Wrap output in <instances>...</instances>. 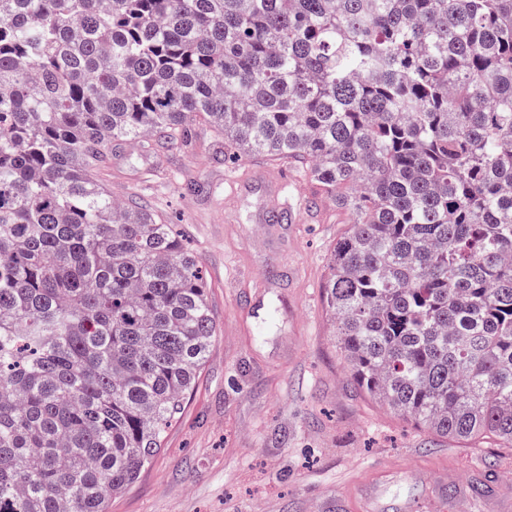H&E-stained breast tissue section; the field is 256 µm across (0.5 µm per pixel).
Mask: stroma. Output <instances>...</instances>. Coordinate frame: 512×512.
<instances>
[{"label": "stroma", "mask_w": 512, "mask_h": 512, "mask_svg": "<svg viewBox=\"0 0 512 512\" xmlns=\"http://www.w3.org/2000/svg\"><path fill=\"white\" fill-rule=\"evenodd\" d=\"M114 196L148 201L200 258L216 336L194 388L137 482L108 512H348L351 488L381 469L379 512H452L428 497L439 471L475 481L462 512H495L512 488V448H468L417 428L354 382L326 309L330 254L353 222L293 164L272 165L293 220L271 223L262 188L231 189L257 166L193 126L181 151L113 143Z\"/></svg>", "instance_id": "obj_1"}]
</instances>
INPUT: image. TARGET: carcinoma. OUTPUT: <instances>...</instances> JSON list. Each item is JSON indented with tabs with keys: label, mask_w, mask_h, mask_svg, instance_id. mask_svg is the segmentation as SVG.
I'll use <instances>...</instances> for the list:
<instances>
[{
	"label": "carcinoma",
	"mask_w": 512,
	"mask_h": 512,
	"mask_svg": "<svg viewBox=\"0 0 512 512\" xmlns=\"http://www.w3.org/2000/svg\"><path fill=\"white\" fill-rule=\"evenodd\" d=\"M288 160L354 215L325 302L358 386L512 448V0H0V512H106L215 321L106 147Z\"/></svg>",
	"instance_id": "1"
}]
</instances>
